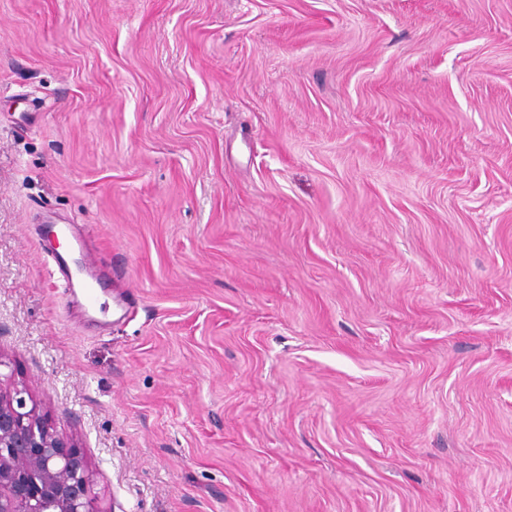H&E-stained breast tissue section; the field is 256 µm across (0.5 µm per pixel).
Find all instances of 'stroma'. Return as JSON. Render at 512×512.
Returning a JSON list of instances; mask_svg holds the SVG:
<instances>
[{
    "mask_svg": "<svg viewBox=\"0 0 512 512\" xmlns=\"http://www.w3.org/2000/svg\"><path fill=\"white\" fill-rule=\"evenodd\" d=\"M0 354L97 512H512V0H0Z\"/></svg>",
    "mask_w": 512,
    "mask_h": 512,
    "instance_id": "1",
    "label": "stroma"
}]
</instances>
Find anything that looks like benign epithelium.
Here are the masks:
<instances>
[{
  "label": "benign epithelium",
  "mask_w": 512,
  "mask_h": 512,
  "mask_svg": "<svg viewBox=\"0 0 512 512\" xmlns=\"http://www.w3.org/2000/svg\"><path fill=\"white\" fill-rule=\"evenodd\" d=\"M28 396L25 383L0 378V512H97L81 446Z\"/></svg>",
  "instance_id": "1"
}]
</instances>
